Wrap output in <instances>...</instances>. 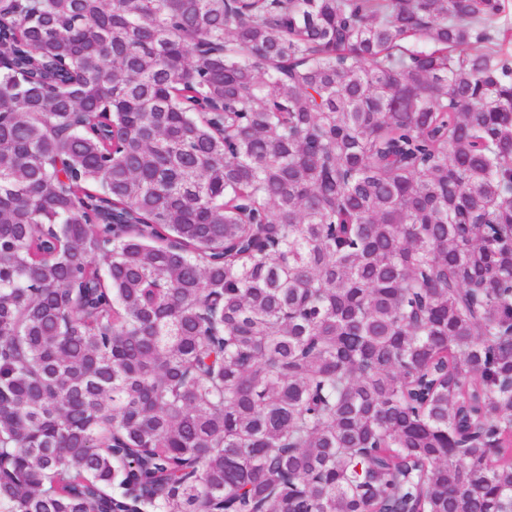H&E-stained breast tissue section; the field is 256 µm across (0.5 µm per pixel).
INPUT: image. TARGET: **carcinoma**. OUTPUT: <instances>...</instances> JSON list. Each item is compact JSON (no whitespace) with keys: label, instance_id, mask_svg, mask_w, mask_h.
<instances>
[{"label":"carcinoma","instance_id":"obj_1","mask_svg":"<svg viewBox=\"0 0 512 512\" xmlns=\"http://www.w3.org/2000/svg\"><path fill=\"white\" fill-rule=\"evenodd\" d=\"M503 0H12L0 512H512Z\"/></svg>","mask_w":512,"mask_h":512}]
</instances>
